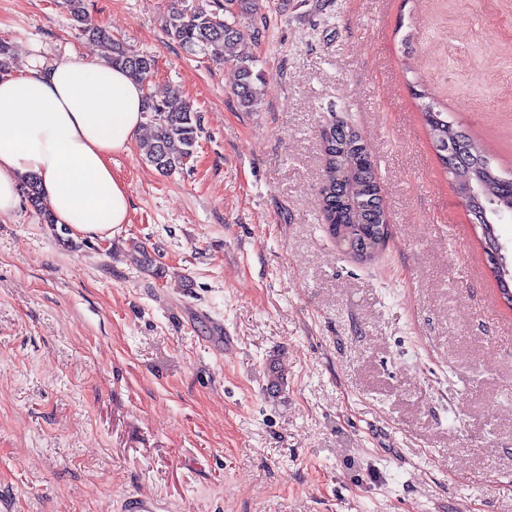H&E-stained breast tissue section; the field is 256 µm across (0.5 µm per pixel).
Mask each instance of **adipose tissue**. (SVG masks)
Masks as SVG:
<instances>
[{"mask_svg": "<svg viewBox=\"0 0 512 512\" xmlns=\"http://www.w3.org/2000/svg\"><path fill=\"white\" fill-rule=\"evenodd\" d=\"M144 95L125 71L76 52L0 75V217L15 213L32 174L74 236L105 238L129 223L128 192L111 161L139 134Z\"/></svg>", "mask_w": 512, "mask_h": 512, "instance_id": "adipose-tissue-1", "label": "adipose tissue"}]
</instances>
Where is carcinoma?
Returning a JSON list of instances; mask_svg holds the SVG:
<instances>
[{
	"label": "carcinoma",
	"mask_w": 512,
	"mask_h": 512,
	"mask_svg": "<svg viewBox=\"0 0 512 512\" xmlns=\"http://www.w3.org/2000/svg\"><path fill=\"white\" fill-rule=\"evenodd\" d=\"M203 7L188 0H171L167 18L169 35L185 52L202 53L216 60L233 62L238 70L234 95L241 107L256 110L266 96L255 73L254 59L237 51L243 38L241 25L252 22L260 10L259 0H208ZM73 20L106 49V58L126 70L145 86L144 117L152 128L151 136L142 140L139 149L144 159L162 173L183 167L195 153L201 130L200 116L193 105L172 89L158 99L150 91L154 60L135 53L114 39L104 28L92 23L86 0H64ZM415 99L421 101L424 123L438 153V160L454 192H459L458 174L477 166L488 157L483 144L461 125L448 121V112L437 107L426 84L417 80L410 85ZM342 149H336V129L329 125L321 131L323 170L319 196L323 224H340L345 234L358 236L369 229L390 223L383 209L364 211L359 206L362 194L377 190V170L367 153L362 135L348 126L342 135ZM499 169L483 174L482 200L493 218L512 216V179L501 177ZM22 193L43 220L54 223L44 203L35 176L22 183Z\"/></svg>",
	"instance_id": "obj_1"
}]
</instances>
